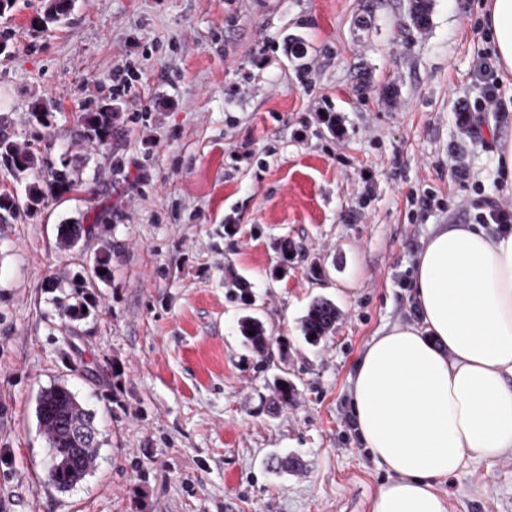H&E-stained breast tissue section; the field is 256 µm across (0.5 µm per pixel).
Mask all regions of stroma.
Segmentation results:
<instances>
[{"label":"stroma","mask_w":512,"mask_h":512,"mask_svg":"<svg viewBox=\"0 0 512 512\" xmlns=\"http://www.w3.org/2000/svg\"><path fill=\"white\" fill-rule=\"evenodd\" d=\"M486 3L429 0L415 29L409 0H75L42 29L48 0H13L0 14V120L18 141L43 137L95 190L0 224V512H370L387 475L356 427L349 377L385 326L417 322L432 225L474 223L453 206L474 189L512 195L496 162L512 127L489 112L497 139L472 146L470 184L448 178L454 104L478 94ZM122 68L133 91L120 96ZM38 96L57 109L47 129L30 121ZM113 98L117 132L98 149L76 117ZM425 189L443 203L422 218L409 194ZM67 220L83 226L70 249ZM236 274L250 304L227 286ZM321 296L340 316L312 346L301 319ZM246 314L269 358L245 345ZM282 372L298 392L273 412ZM57 383L101 439L65 492L44 482L36 413ZM276 456L288 472L269 467ZM441 488L449 512H512V454L469 461ZM238 328L247 345L259 356L266 357L270 336L267 335L263 323L256 317L245 315L239 319ZM251 332H254V335H251Z\"/></svg>","instance_id":"stroma-1"}]
</instances>
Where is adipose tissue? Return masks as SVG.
<instances>
[{"instance_id": "ef3b65f1", "label": "adipose tissue", "mask_w": 512, "mask_h": 512, "mask_svg": "<svg viewBox=\"0 0 512 512\" xmlns=\"http://www.w3.org/2000/svg\"><path fill=\"white\" fill-rule=\"evenodd\" d=\"M512 75V0H490ZM420 321L384 327L349 378L358 430L391 475L371 512H449L440 483L512 453V227L441 224L417 255Z\"/></svg>"}]
</instances>
